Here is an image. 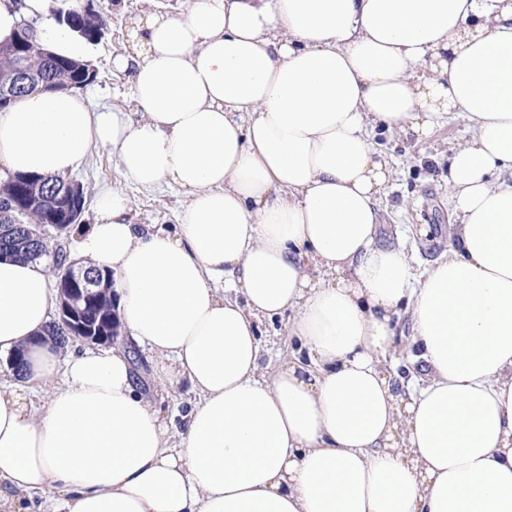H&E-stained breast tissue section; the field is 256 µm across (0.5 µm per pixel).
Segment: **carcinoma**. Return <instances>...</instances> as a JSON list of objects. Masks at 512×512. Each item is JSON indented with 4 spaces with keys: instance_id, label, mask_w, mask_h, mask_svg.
<instances>
[{
    "instance_id": "obj_1",
    "label": "carcinoma",
    "mask_w": 512,
    "mask_h": 512,
    "mask_svg": "<svg viewBox=\"0 0 512 512\" xmlns=\"http://www.w3.org/2000/svg\"><path fill=\"white\" fill-rule=\"evenodd\" d=\"M53 15L93 42L101 38L100 31L108 26V15L94 4V0H79L75 7H57L53 9ZM39 47L35 28L26 22L14 42L0 45V74H7L14 65L22 64L39 77L34 84L16 89L13 99L50 88L55 91L83 90L96 81L97 71L92 65L43 55ZM67 184L68 179L64 177L11 176L4 181L7 196L0 199V255L28 260L50 258L49 268L56 288L63 283L66 267L72 264L69 252L63 244L31 235L28 230L39 224H62L61 239H68L74 227L80 224L77 213L85 211L86 195L68 206L57 204ZM33 187L43 196V202L36 205L28 203L29 190ZM112 292L110 287L103 290L73 285L70 289L71 307L84 325L100 336L112 335V323L118 322Z\"/></svg>"
}]
</instances>
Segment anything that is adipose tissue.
<instances>
[{
	"label": "adipose tissue",
	"instance_id": "ef3b65f1",
	"mask_svg": "<svg viewBox=\"0 0 512 512\" xmlns=\"http://www.w3.org/2000/svg\"><path fill=\"white\" fill-rule=\"evenodd\" d=\"M52 53L95 50L49 0H0ZM133 111L79 91L0 112V176H64L96 147L144 189L178 188L175 229L102 190L72 259L112 270L129 340L198 400L178 440L125 349L62 356L46 261L0 259V512H512V0H188L131 20ZM466 121L447 254L417 269L376 243L391 178L376 128ZM318 277H311V270ZM227 283L233 297L219 289ZM409 308L426 380L384 357ZM291 313L305 359L261 371L260 320Z\"/></svg>",
	"mask_w": 512,
	"mask_h": 512
}]
</instances>
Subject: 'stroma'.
<instances>
[{
    "label": "stroma",
    "instance_id": "1",
    "mask_svg": "<svg viewBox=\"0 0 512 512\" xmlns=\"http://www.w3.org/2000/svg\"><path fill=\"white\" fill-rule=\"evenodd\" d=\"M109 14V25L96 44L92 59L98 71L96 82L86 93L92 107L132 110L130 80L112 67V58L128 48L127 27L130 18L148 10H163L177 15L185 12L187 0H101ZM464 120L446 121L435 127L423 140L399 133L376 130L373 145L386 154L392 177L379 198L382 224L378 240L400 246L416 266L432 265L448 250L453 234L454 217L448 203V164L453 148L466 136ZM82 182L87 203L84 223L94 221L96 195L107 187L122 189L131 203L135 223L153 224L173 229L181 205L185 201L179 190L161 186L151 191L124 179L111 149L91 150L80 167L71 173ZM396 338L388 356V364L400 385L415 386L424 375L419 368L417 350L411 342L412 323L408 309L395 317ZM261 369L271 373L298 350L297 340L288 334V318L280 316L259 324ZM141 388L151 399L171 430L182 426V419L196 401L188 383L160 386L153 368H146Z\"/></svg>",
    "mask_w": 512,
    "mask_h": 512
}]
</instances>
